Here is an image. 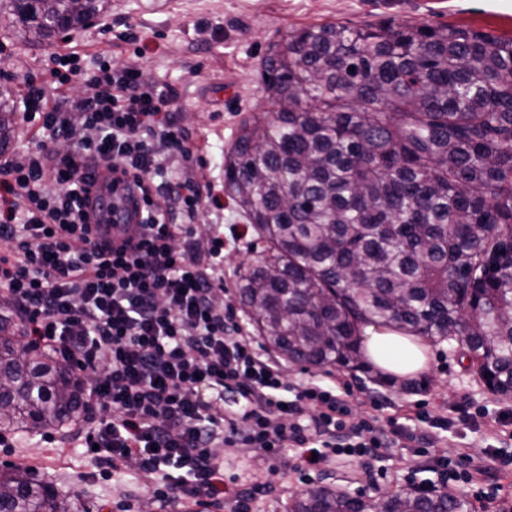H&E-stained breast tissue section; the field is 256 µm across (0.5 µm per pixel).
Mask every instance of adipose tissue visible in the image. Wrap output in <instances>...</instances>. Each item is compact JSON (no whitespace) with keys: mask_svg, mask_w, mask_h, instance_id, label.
Returning a JSON list of instances; mask_svg holds the SVG:
<instances>
[{"mask_svg":"<svg viewBox=\"0 0 512 512\" xmlns=\"http://www.w3.org/2000/svg\"><path fill=\"white\" fill-rule=\"evenodd\" d=\"M364 354L383 373L410 379L428 367L427 348L416 336H403L388 330L366 327Z\"/></svg>","mask_w":512,"mask_h":512,"instance_id":"1","label":"adipose tissue"}]
</instances>
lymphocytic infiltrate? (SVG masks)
Masks as SVG:
<instances>
[{"label": "lymphocytic infiltrate", "mask_w": 512, "mask_h": 512, "mask_svg": "<svg viewBox=\"0 0 512 512\" xmlns=\"http://www.w3.org/2000/svg\"><path fill=\"white\" fill-rule=\"evenodd\" d=\"M74 81L79 90L59 107L29 85L21 120L38 122L45 141L0 162V293L25 345L51 352L83 383L84 426L73 440L105 472L151 475L157 500L228 512H250L291 473L339 457L375 460L403 439L415 445L407 469L422 466L453 419L423 429L355 419L348 387L289 386L239 325L224 298L223 237L194 236L186 223L209 195L190 179H163L168 159L195 150L174 116L176 92L106 62L89 72L69 64L58 82ZM96 163L141 198L140 219L118 244L92 237L82 207ZM285 448L296 451L289 471L279 464ZM240 452L264 460L260 478L225 474L227 456ZM435 462L447 483L474 485L480 500L496 495L466 452Z\"/></svg>", "instance_id": "lymphocytic-infiltrate-1"}]
</instances>
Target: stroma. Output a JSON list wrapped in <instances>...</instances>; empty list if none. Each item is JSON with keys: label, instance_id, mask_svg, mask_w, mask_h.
Masks as SVG:
<instances>
[{"label": "stroma", "instance_id": "obj_1", "mask_svg": "<svg viewBox=\"0 0 512 512\" xmlns=\"http://www.w3.org/2000/svg\"><path fill=\"white\" fill-rule=\"evenodd\" d=\"M9 0H0V84L13 90L15 109H22L27 81L53 85L55 56L78 51L84 66L103 59L117 67L140 70L151 83L178 94L176 118L189 139L203 148L202 159L174 158L168 176L190 175L197 183L224 187V158L244 118L270 112L271 94L261 76L269 49L282 43L289 30L331 21L358 27L388 19L430 26H464L512 36V0H112L105 27L83 29L68 42L40 39L14 23ZM147 39L144 54L122 41L126 29ZM222 214L201 209L194 230L223 222L224 286L237 294L239 271L265 246L256 234L233 242L234 229L245 219L231 198ZM428 369L404 382H378L377 371H346L332 367L287 369L290 384H346L357 416L387 420L405 410L424 407L430 415L460 417L463 410L485 412L492 424L501 410L512 409V398L493 394L476 376L457 342L429 344ZM400 449L374 462L375 478H358L360 459L337 461L324 470L292 481L287 490L258 498L252 512H288V497L317 486L339 488L350 495L380 500L407 488ZM35 469L44 481L74 495L89 512H170L150 490L151 476L139 471L104 479L94 462L76 445H63L56 432L33 439L12 438L0 447V469L10 465Z\"/></svg>", "mask_w": 512, "mask_h": 512}]
</instances>
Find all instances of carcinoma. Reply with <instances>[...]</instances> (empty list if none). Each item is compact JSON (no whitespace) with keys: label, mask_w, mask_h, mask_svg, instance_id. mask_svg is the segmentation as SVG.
<instances>
[{"label":"carcinoma","mask_w":512,"mask_h":512,"mask_svg":"<svg viewBox=\"0 0 512 512\" xmlns=\"http://www.w3.org/2000/svg\"><path fill=\"white\" fill-rule=\"evenodd\" d=\"M110 0H11L28 31H76ZM276 110L247 119L225 188L269 244L240 285L268 343L296 366L361 367L375 325L459 342L512 396V36L458 26L326 22L264 59ZM12 90L0 85V141ZM0 314V431L59 429L84 408L70 367ZM73 512L48 483L0 470V512ZM447 493L363 503L330 486L289 512H464Z\"/></svg>","instance_id":"carcinoma-1"}]
</instances>
